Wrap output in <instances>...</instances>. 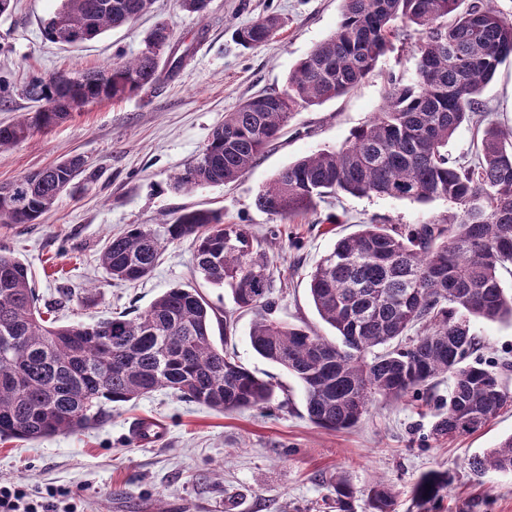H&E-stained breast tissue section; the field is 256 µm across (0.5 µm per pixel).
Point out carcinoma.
Returning a JSON list of instances; mask_svg holds the SVG:
<instances>
[{"label":"carcinoma","instance_id":"carcinoma-1","mask_svg":"<svg viewBox=\"0 0 512 512\" xmlns=\"http://www.w3.org/2000/svg\"><path fill=\"white\" fill-rule=\"evenodd\" d=\"M46 39L133 23L154 0H60ZM337 30L288 76L285 89L265 91L224 115L195 161L173 180L177 191L231 183L279 139L294 112L348 93L375 69L390 38L405 28L419 35L415 76L394 78L379 111L339 148L321 149L281 168L256 196L260 210L290 221L340 192L426 203L445 199L457 211L446 224L402 228L362 224L339 238L310 276L309 293L336 344L308 327L270 317L272 260L246 224H226L211 210H185L169 222L170 239L193 238L195 267L229 290L238 308L255 315L249 341L262 358L296 377L309 420L349 430L375 402L420 395L439 378L452 379L448 407L432 426L436 438L473 433L512 402L501 374L469 362L478 350L472 320L512 322V294L500 273L512 271V129L487 126L477 161L448 157V141L464 123L481 124L480 93L512 57V16L491 0H342ZM280 26L257 17L235 32L240 45L268 42ZM160 23L138 55L107 70L79 71L74 82L36 77L25 95L41 110L0 127V149L49 129L93 102L120 100L160 82ZM72 157L23 176L22 211L0 207L3 224H34L82 172ZM162 254L141 224L112 237L100 257L111 279L148 276ZM29 268L0 250V439L36 440L86 429L106 404L126 403L165 389L218 412L262 408L271 385L237 364L212 338L213 309L193 288H169L134 318L114 315L93 324L52 325L41 317ZM422 333L406 340L409 330ZM476 476L512 474V435L469 460ZM446 473L420 478V507L447 488ZM336 504L348 512L353 490L334 483ZM371 512H395L392 486L367 492Z\"/></svg>","mask_w":512,"mask_h":512}]
</instances>
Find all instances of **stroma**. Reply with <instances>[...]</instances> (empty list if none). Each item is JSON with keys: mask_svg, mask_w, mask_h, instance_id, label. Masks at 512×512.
<instances>
[{"mask_svg": "<svg viewBox=\"0 0 512 512\" xmlns=\"http://www.w3.org/2000/svg\"><path fill=\"white\" fill-rule=\"evenodd\" d=\"M342 0H211L206 16L181 10L176 0H155L134 24L79 45L55 44L43 29L57 0H16L0 16V126L35 105L21 93L34 76L104 70L135 57L157 22L188 55L182 66L161 65L155 88L118 101L85 106L66 121L0 152V185L73 156L84 171L35 224H0V250L28 265L41 308L59 323L91 324L117 312L137 316L162 292L197 289L217 317H229L227 350L274 390L263 409L231 414L179 400L158 390L118 403L93 428L25 441L0 439V484L51 486L75 498L81 512H337L332 480L345 476L354 490L353 512H369L366 492L376 481L397 493L395 512H512V475L477 477L472 456L512 435V404L485 427L434 439L431 426L448 398L442 379L422 398L379 401L349 431H328L307 417L299 381L252 349L250 312L207 283L195 269L191 238L169 241L166 221L182 209L221 211L228 224H246L272 259L273 318L307 326L335 340L317 314L309 279L336 240L362 224L412 227L439 222L453 205L386 196L326 197L315 210L281 223L258 210L259 189L282 167L325 148L343 145L384 102L389 77L412 79L418 35L393 38L372 75L350 93L297 112L282 137L235 182L174 191L173 178L193 161L224 115L263 91L282 89L289 72L336 29ZM277 15L280 29L266 44L246 49L233 32L260 15ZM485 121L512 127V60L484 87ZM150 228L163 246L152 273L134 284L110 278L100 263L112 236L131 225ZM477 359L512 363V323L475 320ZM163 421L153 445H137L130 424ZM430 471L448 473L441 497L419 508L416 481Z\"/></svg>", "mask_w": 512, "mask_h": 512, "instance_id": "obj_1", "label": "stroma"}]
</instances>
